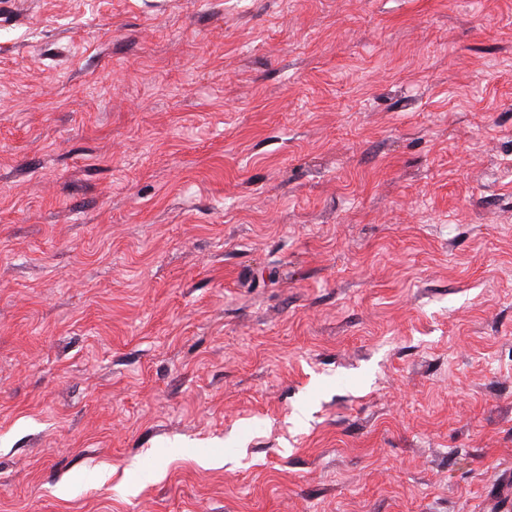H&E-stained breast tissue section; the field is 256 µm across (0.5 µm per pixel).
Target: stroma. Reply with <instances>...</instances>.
I'll return each mask as SVG.
<instances>
[{"instance_id":"35a3bbf8","label":"stroma","mask_w":512,"mask_h":512,"mask_svg":"<svg viewBox=\"0 0 512 512\" xmlns=\"http://www.w3.org/2000/svg\"><path fill=\"white\" fill-rule=\"evenodd\" d=\"M0 512H512V0H0Z\"/></svg>"}]
</instances>
